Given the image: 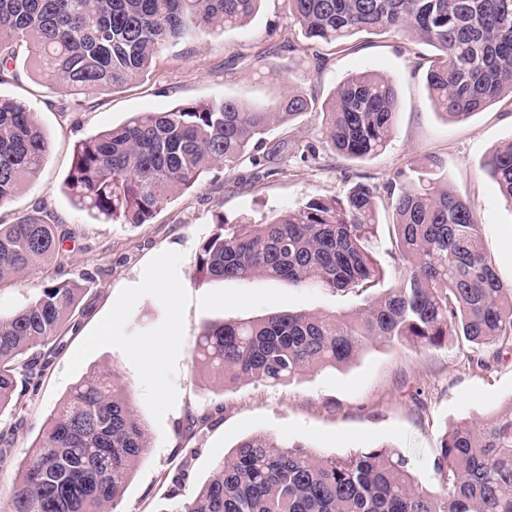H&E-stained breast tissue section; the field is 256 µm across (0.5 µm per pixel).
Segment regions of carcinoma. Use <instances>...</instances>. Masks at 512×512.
Masks as SVG:
<instances>
[{"instance_id":"carcinoma-1","label":"carcinoma","mask_w":512,"mask_h":512,"mask_svg":"<svg viewBox=\"0 0 512 512\" xmlns=\"http://www.w3.org/2000/svg\"><path fill=\"white\" fill-rule=\"evenodd\" d=\"M262 0H0V80L24 45L51 84L92 95L151 71L168 44L246 24ZM305 38L341 45L367 31L410 36L436 50L427 73L438 111L452 120L512 99V0H286ZM290 91L280 111L232 98L137 112L81 140L66 181L72 204L97 220L145 224L215 167L248 160L274 123L308 111ZM397 93L359 74L322 105V133L336 153L364 160L388 145ZM47 143L35 114L0 97V206L43 167ZM512 205V143L485 160ZM394 211L392 259L404 274L351 313L279 311L206 324L194 370L222 385H287L303 372L350 362L375 339L422 349L450 336L472 344L468 362L487 370L512 347V287L497 277L473 209L445 182L441 158L408 161L384 185ZM376 192L359 182L341 198L310 199L260 223L219 219L196 255L197 283L256 276L343 291L374 287ZM70 233L38 212L0 224V285L63 252ZM82 289L48 281L30 304L0 316V412L17 381L37 378L62 342ZM148 448L116 375L75 384L27 453L11 512H107L120 501ZM434 470L439 491L419 485L410 460L379 448L318 456L271 436L243 437L201 489L164 512H512V402L480 422L451 425Z\"/></svg>"}]
</instances>
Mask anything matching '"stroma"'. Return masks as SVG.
<instances>
[{
    "label": "stroma",
    "mask_w": 512,
    "mask_h": 512,
    "mask_svg": "<svg viewBox=\"0 0 512 512\" xmlns=\"http://www.w3.org/2000/svg\"><path fill=\"white\" fill-rule=\"evenodd\" d=\"M14 72L0 82V96L34 112L47 146L41 173L0 207V224L42 208L73 235L62 257L34 264L0 288V315L25 308L50 276L83 287L78 318L37 383L18 387L15 405L0 413V512H9L10 491L19 479L26 448L72 386L93 372L120 378L143 423L148 453L136 468L115 512H162L169 494L190 496L209 478L214 463L242 436L266 434L313 448L323 456L389 447L405 454L424 487L436 489L433 464L447 427L482 420L512 401V351L490 370L469 368L466 341L420 349L374 341L344 366L307 372L285 386H223L195 374L191 351L204 323L259 318L268 307L204 312L190 305L175 385L178 399L155 422L137 373L122 351L104 347L72 375L66 366L78 344L115 302L121 289L139 283L145 264L165 250L183 253L180 279L192 297L225 288L222 280L198 283L195 256L217 217L233 223L262 221L311 198L343 196L358 182L378 187L412 158L429 154L446 163L449 187L471 201L485 248L503 284L512 286V207L482 164L512 142V101L502 100L468 120L439 113L426 74L434 50L394 33L353 36L343 47L308 44L288 17L285 0H263L244 27L224 34L200 33L164 49L152 71L125 88L90 96L62 85L46 87L26 68V50ZM373 73L397 92L396 122L387 148L366 160L336 154L321 140L320 108L350 76ZM311 100L312 111L274 125L269 142H284L288 154L243 163L233 172L212 170L192 190L176 195L146 224H112L77 209L64 192L78 141L118 125L135 112H164L178 104L234 98L274 111L287 89ZM375 257L385 271L380 289L400 275L393 259V222L387 199L377 212ZM206 416L189 427V417Z\"/></svg>",
    "instance_id": "1"
}]
</instances>
